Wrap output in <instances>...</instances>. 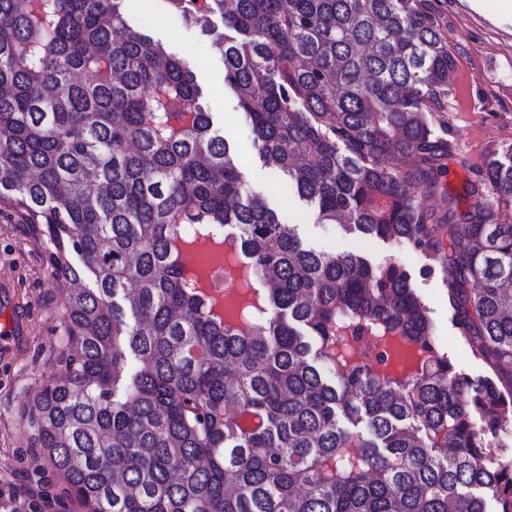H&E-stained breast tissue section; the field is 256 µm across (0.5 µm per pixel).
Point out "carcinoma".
Wrapping results in <instances>:
<instances>
[{"mask_svg": "<svg viewBox=\"0 0 512 512\" xmlns=\"http://www.w3.org/2000/svg\"><path fill=\"white\" fill-rule=\"evenodd\" d=\"M123 2L0 0V192L73 285L65 376L27 410L68 495L81 512H512L493 444L512 423V151L473 208L439 192L452 144L427 113L455 59L428 0L167 3L211 37L260 160L318 222L426 257L492 373L477 386L399 262L307 249L246 193L191 67ZM226 225L234 287L201 308L188 249Z\"/></svg>", "mask_w": 512, "mask_h": 512, "instance_id": "1", "label": "carcinoma"}]
</instances>
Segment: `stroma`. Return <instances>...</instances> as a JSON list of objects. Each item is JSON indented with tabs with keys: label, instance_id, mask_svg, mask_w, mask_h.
Masks as SVG:
<instances>
[{
	"label": "stroma",
	"instance_id": "1",
	"mask_svg": "<svg viewBox=\"0 0 512 512\" xmlns=\"http://www.w3.org/2000/svg\"><path fill=\"white\" fill-rule=\"evenodd\" d=\"M125 0L124 13L133 28L159 41L167 52L190 63L213 114L215 126L236 146L248 194L264 199L302 240L320 251H359L382 261L394 259L411 273V286L427 307L437 346L454 369L472 383L490 375L485 362L472 356L451 321L448 290L438 275L425 271L421 253L405 242L361 239L339 225L317 223L312 208L278 184L252 147L248 120L234 93L224 85V61L200 29L172 16L165 0ZM441 30L455 57L448 80L445 109L431 113L436 132L453 149L439 162V183L459 211L476 198L470 186L480 179L487 160L512 150V22H492L467 0H432ZM48 244L35 239L8 201L0 200V287L8 290L22 333L0 343V483L18 490L48 487V512H78L64 485L32 445L26 407L33 394L59 370L63 348L60 302L65 282L46 262Z\"/></svg>",
	"mask_w": 512,
	"mask_h": 512
}]
</instances>
